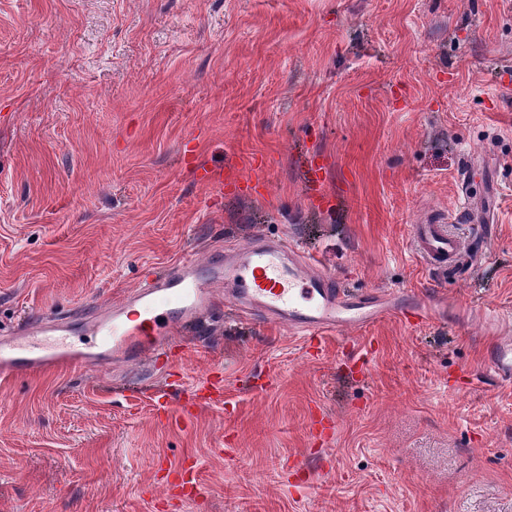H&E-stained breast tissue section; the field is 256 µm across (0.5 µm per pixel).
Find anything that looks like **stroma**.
<instances>
[{"label":"stroma","mask_w":512,"mask_h":512,"mask_svg":"<svg viewBox=\"0 0 512 512\" xmlns=\"http://www.w3.org/2000/svg\"><path fill=\"white\" fill-rule=\"evenodd\" d=\"M463 206L476 262L429 270L414 224ZM255 235L447 309L0 377V512H512L464 310L512 312V0H0V332Z\"/></svg>","instance_id":"stroma-1"}]
</instances>
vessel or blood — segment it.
Here are the masks:
<instances>
[{
	"label": "vessel or blood",
	"mask_w": 512,
	"mask_h": 512,
	"mask_svg": "<svg viewBox=\"0 0 512 512\" xmlns=\"http://www.w3.org/2000/svg\"><path fill=\"white\" fill-rule=\"evenodd\" d=\"M447 225L437 219L414 230L417 254L436 271L457 263L462 250L461 238ZM220 296L243 318L271 321L309 337L360 329L384 317L416 325L433 318L429 305L415 297L387 300L345 292L315 258L256 238L237 255L216 254L204 265L185 254L163 277L85 319L48 315L17 326L0 336V374L29 375L61 365L104 367L116 357L159 360L172 330L197 331ZM488 365L498 379L511 380L512 343L498 341Z\"/></svg>",
	"instance_id": "1"
}]
</instances>
